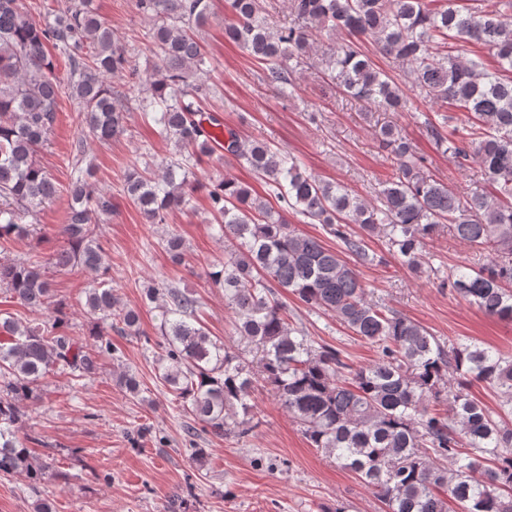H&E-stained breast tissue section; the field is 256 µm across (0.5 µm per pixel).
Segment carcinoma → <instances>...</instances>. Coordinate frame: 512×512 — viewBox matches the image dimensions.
Returning a JSON list of instances; mask_svg holds the SVG:
<instances>
[{"label":"carcinoma","instance_id":"1","mask_svg":"<svg viewBox=\"0 0 512 512\" xmlns=\"http://www.w3.org/2000/svg\"><path fill=\"white\" fill-rule=\"evenodd\" d=\"M442 2L432 8L428 0H289L293 21L273 27L263 0H227L231 22L224 33L265 63V81L283 95L294 87L287 62L309 58L315 35H334L325 67L346 95L383 112L410 110L413 103L397 78L365 50L372 40L379 55L409 67L423 100L465 114L460 130L447 134L430 122L427 129L458 167L477 161L493 191L461 198L425 172L414 144L390 125L378 133L380 148L394 163L379 206L306 173L296 157L266 142L233 129L217 140L204 128L201 106L180 90L202 72L204 50L191 23L208 17L211 0H135L155 22L158 49V62L145 78L150 96L141 108L175 151L157 175L130 173L124 193L148 223L163 224L199 188L189 179L198 155L221 149L245 161L282 206L273 210L233 179L209 187L213 219L232 244L210 277L224 289L237 330L259 352L261 380L298 419L309 444L355 473L388 512H512V356L475 342L445 345L420 323L369 300L341 252L288 224L290 213L321 224L366 263L374 261L366 238L381 232L408 265L418 267L424 240L448 223L456 237L492 255L478 269L456 266L448 286L486 315L512 322V22L488 12L463 14L455 0ZM450 43L484 46L495 67L487 68L479 56L450 54ZM50 46L67 58L78 80L61 84ZM129 70L112 28L88 0L66 6L44 26L30 19L20 0H0L1 241L28 236L25 218L59 193L35 154L50 135L60 96L67 92L79 101L89 136L107 144L122 134L125 109L107 77ZM70 194L61 230L67 247L50 263L101 273L98 286L87 292L86 313L108 322L110 330L136 336L138 314L117 308L105 251L90 228L93 216L112 214V196L81 173ZM351 224L362 233L349 232ZM0 287L33 311L53 306L37 256L0 261ZM283 291L377 347L378 360L354 368L336 348L289 323ZM145 298L160 310L164 354L156 362L157 381L202 429L247 436L255 419L250 364L210 335L195 296L149 285ZM64 325L57 317L48 331L0 318V475L23 471L35 483L47 475L48 466L27 447L40 439L20 438L18 423L21 404L38 403L48 377L67 372L90 378L103 356L119 358L108 334L94 330L92 342L83 344ZM474 381L495 391L499 412L493 415L470 398Z\"/></svg>","mask_w":512,"mask_h":512}]
</instances>
